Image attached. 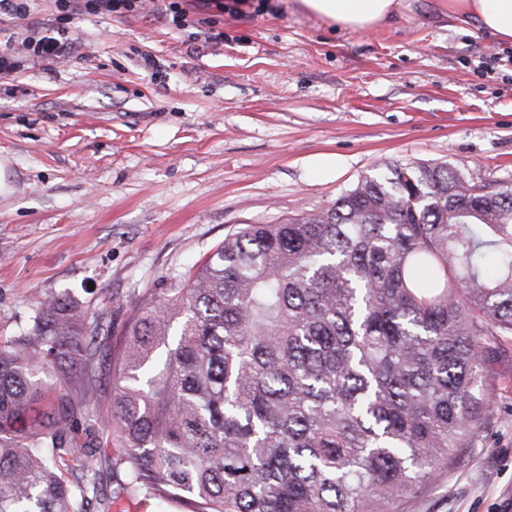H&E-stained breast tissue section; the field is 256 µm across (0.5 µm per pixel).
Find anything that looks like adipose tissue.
I'll return each mask as SVG.
<instances>
[{
    "mask_svg": "<svg viewBox=\"0 0 512 512\" xmlns=\"http://www.w3.org/2000/svg\"><path fill=\"white\" fill-rule=\"evenodd\" d=\"M401 0H298L301 12L352 31H366L391 18ZM448 15L475 19L480 29L512 41V0H448Z\"/></svg>",
    "mask_w": 512,
    "mask_h": 512,
    "instance_id": "adipose-tissue-1",
    "label": "adipose tissue"
}]
</instances>
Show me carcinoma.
Instances as JSON below:
<instances>
[{"label": "carcinoma", "instance_id": "cac0c4a2", "mask_svg": "<svg viewBox=\"0 0 512 512\" xmlns=\"http://www.w3.org/2000/svg\"><path fill=\"white\" fill-rule=\"evenodd\" d=\"M99 324L40 304L36 341L0 343V512H86L139 491L195 512H391L456 461L491 407L487 336L512 335V187L395 163L336 201L224 236L125 327L111 390ZM66 357L109 439L31 418ZM117 453H112V444ZM125 479L104 493L98 461Z\"/></svg>", "mask_w": 512, "mask_h": 512}]
</instances>
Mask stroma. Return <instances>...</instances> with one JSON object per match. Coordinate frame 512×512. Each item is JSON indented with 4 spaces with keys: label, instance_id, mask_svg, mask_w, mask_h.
Masks as SVG:
<instances>
[{
    "label": "stroma",
    "instance_id": "obj_1",
    "mask_svg": "<svg viewBox=\"0 0 512 512\" xmlns=\"http://www.w3.org/2000/svg\"><path fill=\"white\" fill-rule=\"evenodd\" d=\"M237 17L190 4L187 26L152 10L84 14L83 46L26 58L0 80V342L33 335L62 298L120 341L148 293L187 276L225 234L321 210L392 163L447 162L512 184V42L404 0L352 32L261 0ZM0 14V40L55 26ZM223 33L207 44L197 32ZM150 51L160 73L141 70ZM493 405L477 437L393 512H512V336H495Z\"/></svg>",
    "mask_w": 512,
    "mask_h": 512
}]
</instances>
